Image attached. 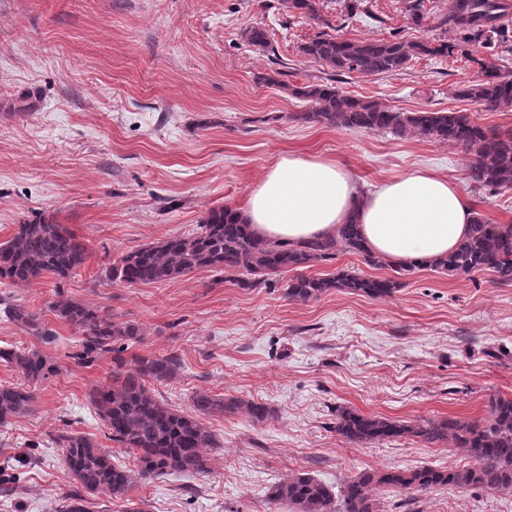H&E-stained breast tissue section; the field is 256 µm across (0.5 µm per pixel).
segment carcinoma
Listing matches in <instances>:
<instances>
[{
  "label": "carcinoma",
  "instance_id": "cac0c4a2",
  "mask_svg": "<svg viewBox=\"0 0 512 512\" xmlns=\"http://www.w3.org/2000/svg\"><path fill=\"white\" fill-rule=\"evenodd\" d=\"M284 10L319 16L320 0H281ZM509 4L501 0H449L448 16L455 38L406 41L365 38L350 40L322 33L299 46L306 57L343 73L380 75L399 71L420 57L470 55L469 47L512 49ZM482 78L461 90V95L488 111L512 110V78L496 67L476 60ZM292 93L310 104L295 119L305 123L358 129L386 130L398 137H418L452 143L469 156L468 178L478 188L512 189V129H488L463 112L406 113L343 93L331 84H309ZM344 251L359 255L365 264L382 267L388 261L372 255L363 245L358 225L337 227L336 235L288 245L256 238L241 223L236 210L222 206L208 212L199 230L168 237L121 254L107 270L108 277L127 285L176 280L198 269H210L240 288H255L265 277L293 271L286 296L306 302L340 289L372 299L393 294L401 283L341 271L332 277L303 273L316 263ZM87 243L54 218L41 216L16 225L12 237L0 243V283L28 284L46 276L65 278L84 264ZM434 268L470 275L488 271L496 283L512 284V224H492L476 214L467 239ZM49 311L81 336L76 357L92 365L112 355V383L91 394V403L110 433V439L133 456L136 468L112 461V456L82 434L62 436L63 464L78 485L65 496L57 512H88L86 496L104 494L125 498L134 486L168 472L203 474L209 471L207 449L217 447L215 434L203 422L168 407L151 392L153 382L173 378L179 369L173 355L122 356L141 341L135 323L116 324L99 308L71 299L50 303ZM10 321L26 332L49 337L40 315L22 304L5 310ZM0 359L16 367L27 381L37 383L59 368L37 351L2 350ZM35 395L24 386L0 385V426L32 410ZM194 411L210 415L241 411L256 421L268 408L254 400L201 393L193 398ZM336 433L363 446L415 437L428 445L452 444L471 459L467 466H422L408 470H369L347 480L338 492L307 472H296L273 483L267 500L290 512H380L381 490L424 492L435 488L468 486L493 492H512V399L491 397L488 416L477 421L455 418L414 424L366 416L346 408L336 410Z\"/></svg>",
  "mask_w": 512,
  "mask_h": 512
}]
</instances>
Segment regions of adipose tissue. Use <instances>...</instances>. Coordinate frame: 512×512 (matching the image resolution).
<instances>
[{
  "label": "adipose tissue",
  "mask_w": 512,
  "mask_h": 512,
  "mask_svg": "<svg viewBox=\"0 0 512 512\" xmlns=\"http://www.w3.org/2000/svg\"><path fill=\"white\" fill-rule=\"evenodd\" d=\"M475 210L448 177L417 169L364 187L335 161L283 154L239 211L256 237L291 245L355 220L367 250L396 265H428L467 236Z\"/></svg>",
  "instance_id": "adipose-tissue-1"
}]
</instances>
